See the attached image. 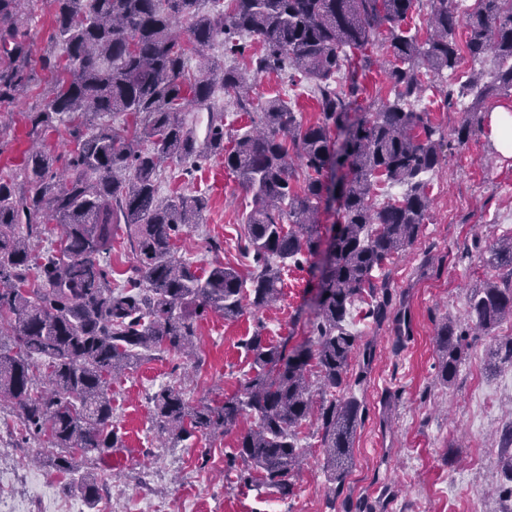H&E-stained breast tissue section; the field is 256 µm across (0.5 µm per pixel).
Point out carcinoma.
I'll return each instance as SVG.
<instances>
[{
	"mask_svg": "<svg viewBox=\"0 0 512 512\" xmlns=\"http://www.w3.org/2000/svg\"><path fill=\"white\" fill-rule=\"evenodd\" d=\"M53 4L55 40L65 60L48 50L32 57V16L24 0H0V103L14 99L37 77L54 74L43 102L27 113L28 138L15 176L0 177V404H10L24 440H46L56 453L54 469L77 471L91 452L118 447L112 427V379L135 366L146 351L183 353L195 336L197 318L209 310L226 319L241 315L244 302L256 310L275 300L287 266H303L321 252L317 218L325 197L339 194L341 222L329 243L320 287L309 319L310 336L286 351L273 345L258 324L245 343L253 355L243 393L215 407H188L174 386L149 397L158 429L187 440L224 433L240 419L254 426L240 434L239 482L292 493L303 448L297 427L321 398L319 431L323 466L342 485L350 472L363 406L347 399L348 368L357 336L345 327L353 301L377 285L372 272L414 244L430 198L423 175L441 163L443 134L426 112L403 103L423 91V75L456 73L467 33L471 59L493 56L492 81L472 78L448 84L447 100L502 94L512 96V0H475L465 14L451 0H429L423 44L404 29L416 0H48ZM385 31L390 53L388 78L395 99L374 112L354 107L361 88L332 86L341 70L352 69L351 53L362 51ZM261 39L264 51L252 71L289 73L292 84L312 82L321 117L305 124L283 99L261 106L257 131L224 145V109L216 93H234L242 112L253 102L240 93L246 73L216 70L200 59L216 42L224 55H243V35ZM190 105L208 112L203 146L185 121ZM117 112L134 117L117 129L100 118ZM472 106L456 130L464 142L481 123ZM64 125L72 148L61 157L45 148L49 133ZM344 135L340 150L331 131ZM305 172L295 190L289 152ZM224 158L253 195L243 224L254 270L245 279L233 267L213 264L198 275L174 257L175 240L203 223V194H159L162 163L174 161L191 175L212 156ZM403 187L401 198L374 208L379 179ZM60 228L56 246L38 253L31 240L46 225ZM122 224L137 262L136 276L113 285L112 232ZM26 232H21L20 227ZM491 263L505 270L469 299V318L485 332L512 318V238L491 251ZM36 272L37 285L29 281ZM461 335L451 324L436 333L438 377L452 382L458 371ZM512 473V423L499 439ZM94 502L104 488L94 479L79 485Z\"/></svg>",
	"mask_w": 512,
	"mask_h": 512,
	"instance_id": "cac0c4a2",
	"label": "carcinoma"
}]
</instances>
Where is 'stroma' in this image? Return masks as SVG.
<instances>
[{
    "mask_svg": "<svg viewBox=\"0 0 512 512\" xmlns=\"http://www.w3.org/2000/svg\"><path fill=\"white\" fill-rule=\"evenodd\" d=\"M371 64L361 77L367 88L362 108L373 111L391 99L387 44L367 50ZM49 72L9 103L0 104V172L20 164L28 147L27 112L44 98ZM448 76H427L426 91L414 102L444 134L439 169L430 174V206L415 243L379 274L388 302L381 321L367 318L355 303L350 328L358 337L351 361L350 392L365 406L353 464L340 490H333L320 455L315 422L299 429L305 450L293 493L281 498L255 482L238 483L231 465L238 431L186 440L158 437L150 396L166 385L180 386L192 405H218L240 394L252 358L245 347L257 324L268 342L300 343L314 295L309 266L282 273L280 296L261 311L244 308L234 319L207 312L197 321L193 355H154L114 379L112 425L121 439L106 455L89 454L79 469L100 483L122 487L113 501L104 494L87 503L43 461L35 444L20 445L9 407L0 408V438L12 449L0 466V494L21 501L18 512H504L502 490L512 485L503 467L498 431L512 422V366L494 364L491 352L512 337L506 319L485 333L468 325L473 288L500 276L487 263L491 247L512 236V157H504L488 122L466 142L455 131L470 98L447 105ZM260 104L290 100L302 122L317 121V98L286 74L269 72L255 81ZM206 194L203 224L176 241L177 258L204 271L215 261L248 272L251 261L240 240L242 215L252 196L222 159L213 158L190 176L164 178L161 194ZM466 327L461 362L451 384L437 377L435 334L444 321Z\"/></svg>",
    "mask_w": 512,
    "mask_h": 512,
    "instance_id": "obj_1",
    "label": "stroma"
}]
</instances>
